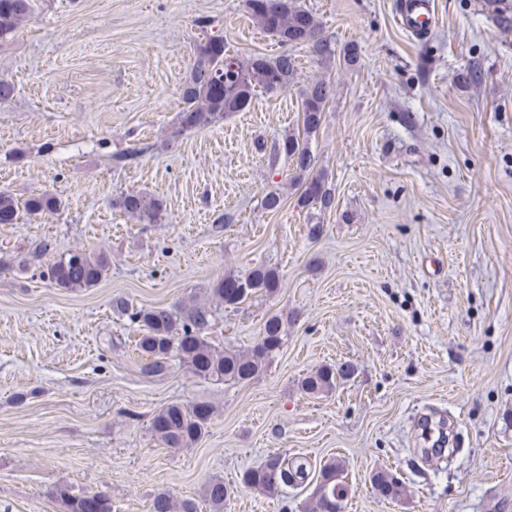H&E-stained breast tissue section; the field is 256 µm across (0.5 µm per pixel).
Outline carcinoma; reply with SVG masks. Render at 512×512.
Listing matches in <instances>:
<instances>
[{
	"label": "carcinoma",
	"instance_id": "cac0c4a2",
	"mask_svg": "<svg viewBox=\"0 0 512 512\" xmlns=\"http://www.w3.org/2000/svg\"><path fill=\"white\" fill-rule=\"evenodd\" d=\"M33 2L0 0V42L8 41L31 15ZM246 7L252 19L279 44L307 46L321 62L336 55V42L324 33L321 20L297 5L296 0H246ZM227 60L234 67L230 73L224 70ZM297 70L296 59L288 52L275 57L240 58L229 53L224 36L209 35L195 45L190 73L181 91L183 108L170 129V137L176 140L184 132L206 127L231 112L245 111L258 94L287 88ZM335 95L333 83L325 79L311 81L303 93L302 134L290 135L279 145L302 172H311L316 166L309 140L319 130L326 107ZM299 203L320 210L331 206V190L321 176L315 175L305 183ZM61 205L62 201L48 191L22 202L7 191H0V224H17L24 216L53 215ZM114 205L140 224H162L167 215L163 201L141 191L121 193L114 199ZM108 270L109 262L103 253L76 249L51 261L42 275L57 287L72 292L96 286ZM277 288L278 272L258 266L244 277L225 274L211 288L212 299L208 302L189 299L169 308H136L119 295L112 299V311L128 316L136 325V349L145 359L146 374L166 375L177 363L199 379L242 384L255 379L280 349L288 317L282 313L269 315L263 323L260 340L247 351L215 345L208 331L220 310H236L255 294H272ZM353 372L348 362L322 367L302 378L300 387L308 395H327L336 389L338 381ZM213 414L214 409L207 402L189 405L173 402L154 414L150 429L166 448H190L204 436ZM310 471L304 458L272 455L263 465L243 471L239 485L278 497L288 486L308 484ZM371 483L383 497L398 499L405 493L404 483L386 470L374 472ZM343 485L344 467L336 461L323 464L310 497L309 512H344ZM231 493V486L224 478L214 476L203 485L201 500H177L161 492L152 498L151 512H199L201 502L210 512H224ZM55 497L61 500L65 512H85L86 501L98 498V494L72 495L61 486L56 489Z\"/></svg>",
	"mask_w": 512,
	"mask_h": 512
}]
</instances>
